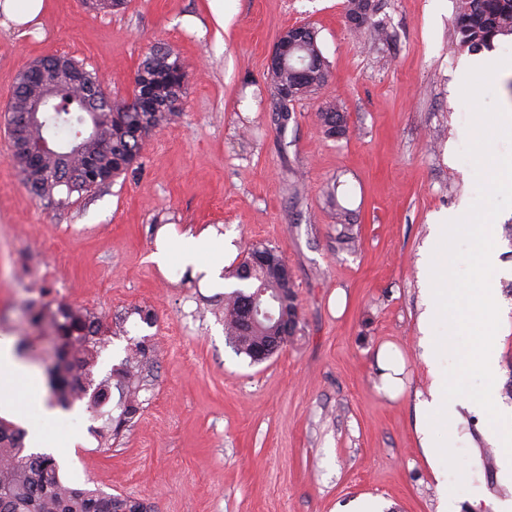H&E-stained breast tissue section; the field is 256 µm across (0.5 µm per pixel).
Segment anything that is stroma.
<instances>
[{
    "mask_svg": "<svg viewBox=\"0 0 512 512\" xmlns=\"http://www.w3.org/2000/svg\"><path fill=\"white\" fill-rule=\"evenodd\" d=\"M344 2L223 0L218 10L212 0H129L95 11L45 0L37 23L0 27V112L19 73L55 52L97 72L117 98L131 97L154 49L190 65L182 121L152 134L138 169L64 208L22 184L0 116V334L26 338L46 358L50 340L25 305L70 304L109 328L95 377L111 373L130 342L154 351L141 410L118 439L101 445L104 420L86 402L70 411L56 459L72 485L140 498L156 512H347L365 497L384 512H440L414 428L426 386L419 264L433 220L482 192L464 174L466 132L475 113L512 104V76L489 91L461 74L456 0H378L390 33L381 43L348 25ZM299 24L317 30L330 77L281 125L267 64L280 34ZM326 102L345 112L344 136L318 127ZM340 207L349 227L336 222ZM499 209L497 402L508 409L512 198ZM190 229L224 239L236 264L253 243L279 250L300 305L295 344L260 364L233 352L220 307L235 278L207 288L186 267L150 260L160 239ZM345 229L358 250L338 244ZM386 343L405 361L396 400L379 389L376 352ZM457 483L458 512H491L488 500L504 493L481 464Z\"/></svg>",
    "mask_w": 512,
    "mask_h": 512,
    "instance_id": "35a3bbf8",
    "label": "stroma"
}]
</instances>
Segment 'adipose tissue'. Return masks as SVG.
I'll list each match as a JSON object with an SVG mask.
<instances>
[{
    "mask_svg": "<svg viewBox=\"0 0 512 512\" xmlns=\"http://www.w3.org/2000/svg\"><path fill=\"white\" fill-rule=\"evenodd\" d=\"M512 134V112L477 113L468 131L474 151L468 164L472 178L485 190L484 200L465 214L442 216L432 224L426 241L428 261L421 274L428 288L419 316L426 391L417 393L415 432L424 460L447 505L459 494L456 478L471 468V458L459 449L469 435L466 413L486 419L487 443L500 449L499 482L508 497L499 499L494 512H512V412L499 409L496 394L494 339L500 306L493 288L499 267L494 204L512 194V154L492 152L489 144ZM224 246L208 232L163 239L152 259L167 267L179 258L209 273L225 264ZM37 370L15 351L11 337L0 336V409L22 419L31 447H46L66 430L58 411L29 400L42 389Z\"/></svg>",
    "mask_w": 512,
    "mask_h": 512,
    "instance_id": "adipose-tissue-1",
    "label": "adipose tissue"
}]
</instances>
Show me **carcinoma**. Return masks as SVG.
Wrapping results in <instances>:
<instances>
[{
    "label": "carcinoma",
    "mask_w": 512,
    "mask_h": 512,
    "mask_svg": "<svg viewBox=\"0 0 512 512\" xmlns=\"http://www.w3.org/2000/svg\"><path fill=\"white\" fill-rule=\"evenodd\" d=\"M456 31L459 47L478 52L494 47V41L512 36V0H456ZM376 5L365 0H347L346 17H357L356 30L368 27L383 38V24L373 21ZM294 51L303 60L296 67L286 63L268 67L281 121H288V104L311 96L328 81L330 70L318 45L317 31L305 27ZM58 72L42 73L37 64L23 71L8 104L6 124L10 138V163L23 184L47 205L63 207L72 196L82 197L102 182V172L114 180L140 165L147 139L153 130L180 119L177 97L188 77L181 57L169 49H157L142 61L136 71L141 87L131 98L117 99L104 87L97 73L86 69L66 53H53ZM77 71L81 80L69 82L67 72ZM80 124L88 121L95 132L80 139L78 150L70 155L48 149L34 156L15 148V133L22 132L32 147L51 141L64 142L62 130L68 116ZM317 121L328 137L344 135L346 120L333 104L317 112ZM264 267L237 268L239 287L224 295V336L233 351L255 363V347L260 336H276L283 319L300 324V307L294 285H285L279 276V259ZM288 291H282V288ZM257 288L266 292L253 325L244 323L241 303ZM31 321L59 341L56 358L48 369L54 405L71 410L86 399L85 389L95 387L100 397L88 401L93 409L106 400L107 391L116 389L120 413L108 419L111 435H119L140 409L142 372L151 359L143 341L129 348L121 368L100 381L92 368L100 354L94 337L103 333V323L81 308L60 305L53 309L31 305ZM25 431L0 418V512H155L143 500L112 495L99 489L76 488L60 474L54 456L30 452L24 445Z\"/></svg>",
    "instance_id": "1"
}]
</instances>
